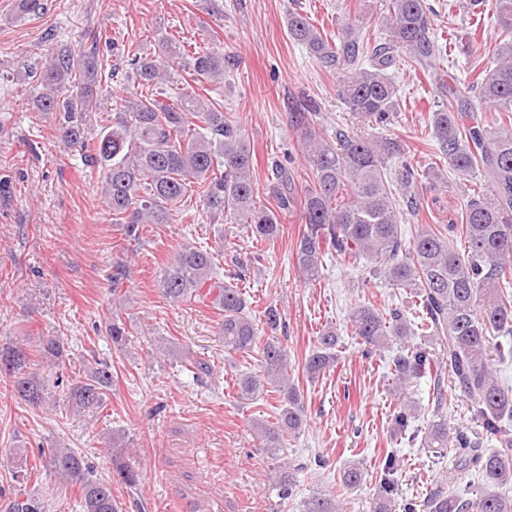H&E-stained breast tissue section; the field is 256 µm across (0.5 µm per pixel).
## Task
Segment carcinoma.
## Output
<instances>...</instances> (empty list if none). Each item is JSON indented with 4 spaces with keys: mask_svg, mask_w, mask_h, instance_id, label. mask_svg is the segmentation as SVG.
<instances>
[{
    "mask_svg": "<svg viewBox=\"0 0 512 512\" xmlns=\"http://www.w3.org/2000/svg\"><path fill=\"white\" fill-rule=\"evenodd\" d=\"M496 20L500 44L493 67L472 82L448 84V104L429 113V124L439 152L457 176L480 174L485 190L467 197L459 224L439 229L416 224L411 238L403 235V212L397 196L413 203L420 178L446 183L437 170L423 172L407 156L398 138L339 133L326 139L310 106L288 113L299 134L311 171L304 189L297 188L294 173L275 165L270 183L273 207L256 202L252 179L253 150L241 123L193 92L176 104L158 100L161 85L171 71H184L193 81L224 76V54L196 50L167 36L157 40V51L127 57L131 78L145 88L124 100L111 123L95 143L87 140L89 112L101 106L99 89L118 77L95 48L75 52L63 49L35 69L42 91L35 110L59 117L57 134L67 147L104 174L103 194L112 211V223L123 226L130 240L139 238L144 224H168L172 207L197 184L203 204L231 224H247L258 242H275L283 231L280 217L300 213L304 228L293 246L301 276L320 281L323 260L334 255L371 264L372 275L389 286L406 289L415 298L421 336L440 347L431 354L425 343H412L411 324L396 308L385 315L373 304L353 308L349 322L363 352L372 355L393 342L392 375L399 385L428 377L436 420L424 431V444L442 453L453 443L450 473L443 474L422 504L402 501V512H512V386L494 376L489 337L512 338V0H484ZM385 36L379 42L366 36L364 27L346 24L338 43L329 41L308 16L288 13V36L306 46L322 67L341 75L340 95L361 121L388 123L399 109L397 86L389 69L405 63L426 66L441 52L431 40L430 8L426 0H385L380 14ZM397 161L394 170L388 162ZM466 248L454 247L453 239ZM160 293L174 303L209 302L221 316L220 335L228 355H256L261 373L235 375L236 398L255 401L268 389L278 394L274 420L259 426L268 458L276 461L274 485L280 499L296 502L300 512H341L337 496L317 492L296 500L302 464L282 460L288 441L297 438L306 416L304 392L288 377L290 355L279 337L283 318L270 303L262 318L252 315L250 295L234 281H224L214 253L204 246L175 249L157 277ZM112 343L123 347L130 332L114 316L108 325ZM336 329L319 331L313 348L301 360L303 374L311 380L330 371L337 361ZM37 355L53 369L69 361L59 340L42 337ZM30 347L19 342L0 348V378L21 404L39 409L48 397L45 382L30 371ZM481 421L482 433H469L448 425L441 410L448 403L445 374ZM114 376L108 364H90L83 377L68 388L66 402L75 412L92 413L112 391ZM415 409L408 405L394 417V435L406 433ZM499 447H486L489 442ZM41 456L51 469L78 488L82 512H124L112 484L134 492L139 468L127 449H112V473L96 474L88 459L73 448L50 446ZM399 460L391 453L371 503V512H391L399 496L395 478ZM364 480L360 464L340 469L344 489L354 490ZM7 512H44V504L20 492L7 504Z\"/></svg>",
    "mask_w": 512,
    "mask_h": 512,
    "instance_id": "obj_1",
    "label": "carcinoma"
}]
</instances>
